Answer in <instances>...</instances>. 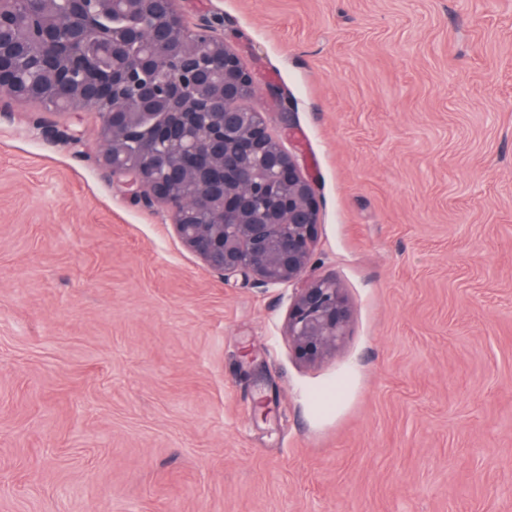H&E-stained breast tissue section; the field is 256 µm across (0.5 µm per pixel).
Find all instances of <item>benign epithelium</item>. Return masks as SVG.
I'll return each mask as SVG.
<instances>
[{
  "label": "benign epithelium",
  "instance_id": "1",
  "mask_svg": "<svg viewBox=\"0 0 512 512\" xmlns=\"http://www.w3.org/2000/svg\"><path fill=\"white\" fill-rule=\"evenodd\" d=\"M0 0V97L49 112L98 115L97 158L130 198L169 216L183 244L223 279L295 285L288 338L312 362L334 351L350 319L343 288L308 274L319 204L270 121L247 105L254 83L211 21L188 28L178 0H40L46 19L16 34ZM133 14L121 37L86 24ZM111 58L103 79L80 53Z\"/></svg>",
  "mask_w": 512,
  "mask_h": 512
}]
</instances>
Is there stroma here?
Wrapping results in <instances>:
<instances>
[{"mask_svg": "<svg viewBox=\"0 0 512 512\" xmlns=\"http://www.w3.org/2000/svg\"><path fill=\"white\" fill-rule=\"evenodd\" d=\"M315 185L350 306L214 275L61 113L0 112V512H512V0H180Z\"/></svg>", "mask_w": 512, "mask_h": 512, "instance_id": "obj_1", "label": "stroma"}]
</instances>
